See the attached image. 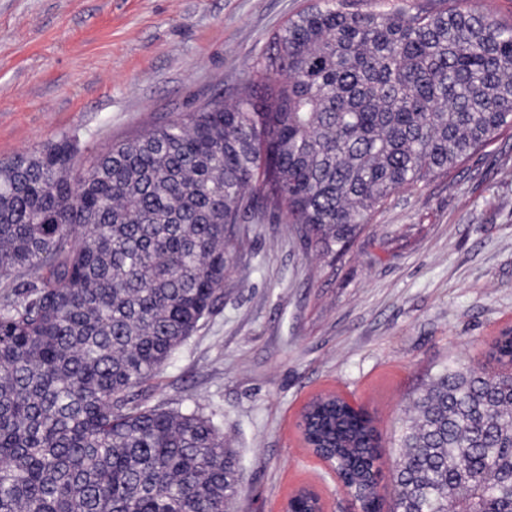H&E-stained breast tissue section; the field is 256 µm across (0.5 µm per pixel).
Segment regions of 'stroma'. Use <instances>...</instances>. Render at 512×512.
<instances>
[{
  "label": "stroma",
  "instance_id": "1",
  "mask_svg": "<svg viewBox=\"0 0 512 512\" xmlns=\"http://www.w3.org/2000/svg\"><path fill=\"white\" fill-rule=\"evenodd\" d=\"M307 0H0V159L78 134L82 158L226 89ZM224 300L137 391L196 409L235 449V512H283L304 484L351 502L304 446L321 393L365 405L388 473L418 388L446 363L483 368L512 329V131L377 211L341 254L275 214L240 225Z\"/></svg>",
  "mask_w": 512,
  "mask_h": 512
}]
</instances>
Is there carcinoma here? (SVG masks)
I'll return each mask as SVG.
<instances>
[{
  "label": "carcinoma",
  "mask_w": 512,
  "mask_h": 512,
  "mask_svg": "<svg viewBox=\"0 0 512 512\" xmlns=\"http://www.w3.org/2000/svg\"><path fill=\"white\" fill-rule=\"evenodd\" d=\"M512 128V21L473 0H309L228 90L112 144L0 160V512H229L235 453L198 410L135 393L224 298L240 224L283 212L341 252L400 189ZM499 369L451 363L414 399L394 512H512V329ZM303 429L380 508L368 414Z\"/></svg>",
  "instance_id": "obj_1"
}]
</instances>
